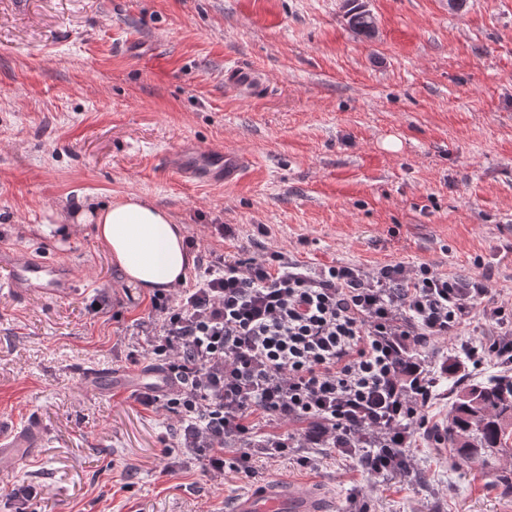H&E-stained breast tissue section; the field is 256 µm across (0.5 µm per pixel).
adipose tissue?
<instances>
[{"label":"adipose tissue","instance_id":"ef3b65f1","mask_svg":"<svg viewBox=\"0 0 512 512\" xmlns=\"http://www.w3.org/2000/svg\"><path fill=\"white\" fill-rule=\"evenodd\" d=\"M68 211L77 220L93 222L98 241L127 282L151 293L185 281L194 256L182 226L166 210L127 194L100 207L79 197Z\"/></svg>","mask_w":512,"mask_h":512}]
</instances>
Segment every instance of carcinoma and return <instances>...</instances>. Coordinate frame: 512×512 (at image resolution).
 I'll return each mask as SVG.
<instances>
[{
	"label": "carcinoma",
	"instance_id": "carcinoma-1",
	"mask_svg": "<svg viewBox=\"0 0 512 512\" xmlns=\"http://www.w3.org/2000/svg\"><path fill=\"white\" fill-rule=\"evenodd\" d=\"M359 34L371 35L374 19L362 13L348 19ZM448 424L438 441L453 449L461 463H487L498 454L512 452V376L486 382L462 383L453 389Z\"/></svg>",
	"mask_w": 512,
	"mask_h": 512
}]
</instances>
